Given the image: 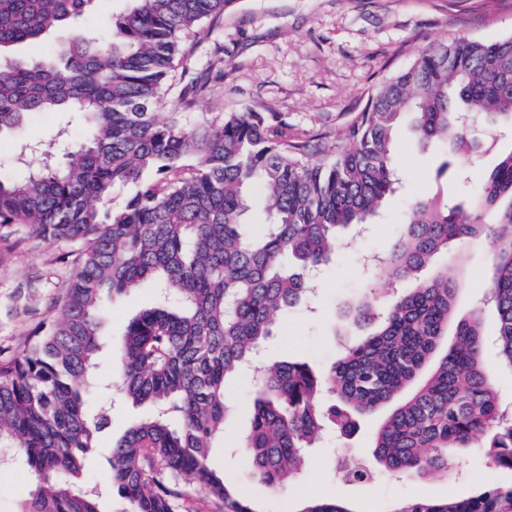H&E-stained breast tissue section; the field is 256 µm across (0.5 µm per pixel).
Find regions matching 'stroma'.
<instances>
[{
  "instance_id": "stroma-1",
  "label": "stroma",
  "mask_w": 512,
  "mask_h": 512,
  "mask_svg": "<svg viewBox=\"0 0 512 512\" xmlns=\"http://www.w3.org/2000/svg\"><path fill=\"white\" fill-rule=\"evenodd\" d=\"M512 35V0H236L215 24L211 37L194 47L197 71L221 73L224 81L194 106L198 112L248 108L280 112L291 129L310 134L344 127L367 93L406 67L418 50L458 36L494 42ZM80 119L72 112H33L23 128L0 139V171L19 174L15 161L26 143L50 141L58 131L75 132ZM400 189L384 205L374 224L351 248L338 251L322 266L310 298L284 316L266 341L262 355L273 364L303 358L324 370L344 346L357 342L365 328L349 323L344 306L375 290L389 295L387 276L374 272L372 260L389 249L410 206L427 194L457 196L455 179L437 178L445 158L439 146L421 147L408 128L395 138ZM73 246L51 243L24 233L0 239V359L20 352L34 328L52 319L74 270ZM457 306L483 309V329L493 336L497 316L480 300L488 282L490 248L479 238L463 245ZM155 301V286L143 281L106 305L104 343L98 368L97 404L110 407L112 419L96 458L85 472L88 483L103 486L101 512H126L127 502L111 488L109 447L123 436L146 407L121 401L110 347L128 320ZM252 387L245 379L229 380L224 399L234 408L224 427V444L213 449L211 464L233 480L256 512H299L305 500L336 497L358 512H393L416 499L438 501L466 497L483 486L512 483V471L494 467L470 449L455 476L399 479L377 472L365 483H345L334 475L337 464L369 461V448L380 414L359 419L349 434L329 432L312 449L311 464L297 484L271 489L251 473L246 459L232 452L250 427Z\"/></svg>"
}]
</instances>
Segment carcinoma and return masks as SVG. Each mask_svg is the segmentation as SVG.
<instances>
[{
  "mask_svg": "<svg viewBox=\"0 0 512 512\" xmlns=\"http://www.w3.org/2000/svg\"><path fill=\"white\" fill-rule=\"evenodd\" d=\"M98 0H0V135L31 112L80 114L85 138L60 165L25 145V173L0 178V228H25L78 246L60 316L43 322L22 352L0 361V447L14 448L36 482L18 512H100L86 462L111 423L92 409L106 300L151 279L155 303L116 343L117 389L152 414L132 422L110 448L111 482L129 512H178L181 480L225 512H255L210 465L232 407L226 380L250 373L256 390L237 451L259 481L296 482L306 451L328 426L393 408L372 444L374 465L344 466L363 483L374 468L440 477L474 446L512 471V412L485 355L482 309L457 308V266L448 245L491 232L487 302L498 318L497 367L512 370V152L465 200L412 205L382 272L410 283L392 299L373 292L345 314L369 329L329 369L256 356L277 318L312 293L311 273L349 242L348 231L382 209L399 185L393 133L408 123L424 146L438 143L459 167L474 161V129L512 130V36L493 43L458 37L425 47L368 93L341 130L315 136L288 129L277 112L202 114L189 109L223 79L184 66L173 112L156 118L190 35L235 0H128L129 7L82 30L48 59L14 54L91 12ZM128 185L124 205L96 202ZM264 191L262 234L244 229L247 190ZM299 512H353L340 499ZM392 512H512V486L488 485L464 499L409 500Z\"/></svg>",
  "mask_w": 512,
  "mask_h": 512,
  "instance_id": "1",
  "label": "carcinoma"
}]
</instances>
